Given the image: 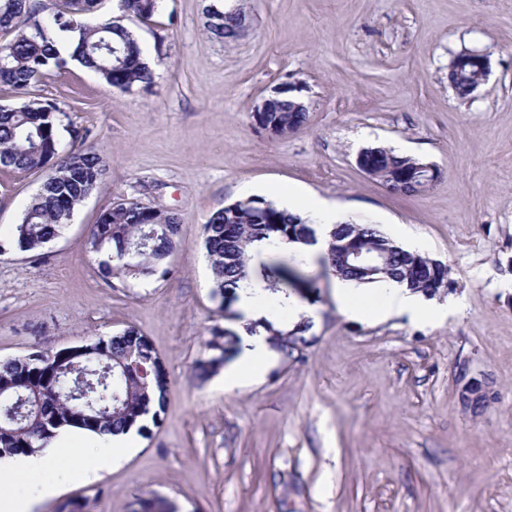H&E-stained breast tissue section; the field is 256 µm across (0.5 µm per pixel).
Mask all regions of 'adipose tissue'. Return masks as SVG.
Returning a JSON list of instances; mask_svg holds the SVG:
<instances>
[{
	"mask_svg": "<svg viewBox=\"0 0 512 512\" xmlns=\"http://www.w3.org/2000/svg\"><path fill=\"white\" fill-rule=\"evenodd\" d=\"M339 309L347 316L359 319L382 320L394 315H406L413 319L432 321L444 317L454 306V301L439 303L425 298L396 284L388 285L383 293V304L375 310L366 309L356 299L357 293L350 282L339 279L334 291ZM245 317L244 323L236 324L240 338L238 352L224 369L222 382L225 389H232L246 383L260 381L269 360L266 345V330L261 325L268 312L248 293H241L238 302ZM256 323L255 332H247L245 322ZM106 454L94 457L91 465L67 469L63 481L79 486L93 480L98 472L120 464L136 451L137 432L129 430L121 434H107ZM69 441L68 430H60L50 442L47 452H32L0 458V512H31L35 502L50 497L51 487L39 482V475L53 466H63V451Z\"/></svg>",
	"mask_w": 512,
	"mask_h": 512,
	"instance_id": "ef3b65f1",
	"label": "adipose tissue"
}]
</instances>
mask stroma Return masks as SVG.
Returning <instances> with one entry per match:
<instances>
[{
  "label": "stroma",
  "instance_id": "35a3bbf8",
  "mask_svg": "<svg viewBox=\"0 0 512 512\" xmlns=\"http://www.w3.org/2000/svg\"><path fill=\"white\" fill-rule=\"evenodd\" d=\"M211 0H161L125 19L153 68L149 89L123 92L75 61L38 88L87 130L107 171L59 239L31 258L9 231L44 171L0 169V359L33 345L65 349L135 327L169 385L160 426L120 467L56 494L87 512H512V0H251L233 43L209 37ZM487 51L491 72L467 100L448 83L461 48ZM302 86L299 130L272 138L254 112L280 83ZM383 145L434 164L424 193L388 192L356 165ZM320 197L398 244L448 263L438 301L457 312L431 324L350 319L319 279L312 318L291 355L274 350L260 383L224 390L199 380L213 327L203 249L209 216L233 201ZM180 219L164 281L104 279L89 251L114 202ZM250 263L258 297L280 296L269 267ZM481 384L484 405L461 393Z\"/></svg>",
  "mask_w": 512,
  "mask_h": 512
}]
</instances>
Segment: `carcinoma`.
<instances>
[{
	"instance_id": "cac0c4a2",
	"label": "carcinoma",
	"mask_w": 512,
	"mask_h": 512,
	"mask_svg": "<svg viewBox=\"0 0 512 512\" xmlns=\"http://www.w3.org/2000/svg\"><path fill=\"white\" fill-rule=\"evenodd\" d=\"M52 16L31 0H0V31L13 34L4 52L6 65H0V81L25 94L45 82L64 66L54 37L66 34L74 42L71 58L94 71L110 86L127 92L152 83L153 71L142 57L135 33L118 21L90 25L84 15L92 12L97 0H55ZM122 9L140 21L151 20L159 11L160 0H121ZM247 19L244 7L215 10L206 32L225 42L239 35ZM478 71L464 66L448 77L456 96L465 100L472 94ZM67 114L56 102L29 96L17 104L0 106V167L18 170L48 169L34 201L12 225L10 239L21 252L34 257L67 227L66 213L72 212L91 194L106 170L103 158L91 149L64 150L60 130L71 138L80 133L64 123ZM308 120V111L295 107L288 95H281L262 113L257 127L270 136L296 131ZM379 155L374 178L381 183L405 178L404 195L426 191L421 181L427 163L398 154L385 146H372ZM313 219L281 209L262 197H248L213 212L203 226V248L211 272V296L219 300L224 318L238 319L231 306L240 292L252 288L249 263L253 243L276 252L300 240L304 231L315 234ZM177 214L152 208L145 210L135 202L118 203L107 217L94 225L89 236V252L98 272L106 279L164 280L173 274L167 262L179 237ZM352 239L366 250L389 249L387 272L380 282L405 285L415 292L436 294L452 283L450 267L417 251L398 245L374 224L348 221L332 233L323 261L336 256V240ZM144 240L137 249L134 244ZM270 271L280 277L288 290L264 302L277 319L266 330L277 336L288 311L290 292L304 286L302 296L319 293L316 282L298 269L277 266ZM237 334L229 329H211L207 342L213 354L195 365L203 378L217 372L236 347ZM158 355L141 332L128 328L113 336L99 337L81 346L55 350L39 344L25 355L0 362V384L11 383L25 393L37 391L42 400L40 414L20 412L16 401L14 417L0 419V457L42 451L63 428H74L99 435L123 433L133 427L140 435L149 425L162 422L168 380L163 368L147 377L140 369H152L150 359Z\"/></svg>"
}]
</instances>
